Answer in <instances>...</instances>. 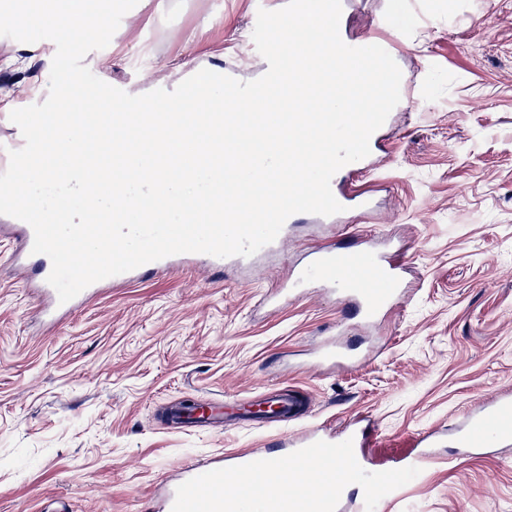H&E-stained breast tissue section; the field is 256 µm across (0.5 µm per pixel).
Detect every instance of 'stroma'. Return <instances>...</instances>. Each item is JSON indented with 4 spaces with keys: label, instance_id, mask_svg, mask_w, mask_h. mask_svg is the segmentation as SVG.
Returning <instances> with one entry per match:
<instances>
[{
    "label": "stroma",
    "instance_id": "35a3bbf8",
    "mask_svg": "<svg viewBox=\"0 0 512 512\" xmlns=\"http://www.w3.org/2000/svg\"><path fill=\"white\" fill-rule=\"evenodd\" d=\"M252 0H138L109 45L83 63L127 93L177 87L202 65L260 75ZM348 30L377 23L413 80L396 107L367 217L327 230L301 224L260 264L218 276L170 271L98 296L43 324L25 272L0 236V512H145L192 463L287 441L236 411L245 398L298 390L301 426L336 433L363 416L366 454L399 465L420 433L461 424L512 389V0H353ZM194 42L186 51L183 36ZM56 46L0 36V114L43 103ZM113 58L111 69L100 66ZM348 234L389 240L408 266L405 296L376 323L340 329L336 298L310 292L282 308L264 295L305 252ZM342 335L361 360L315 362ZM226 403L213 426L181 430L165 411ZM378 512H512V446L462 460L432 448Z\"/></svg>",
    "mask_w": 512,
    "mask_h": 512
}]
</instances>
